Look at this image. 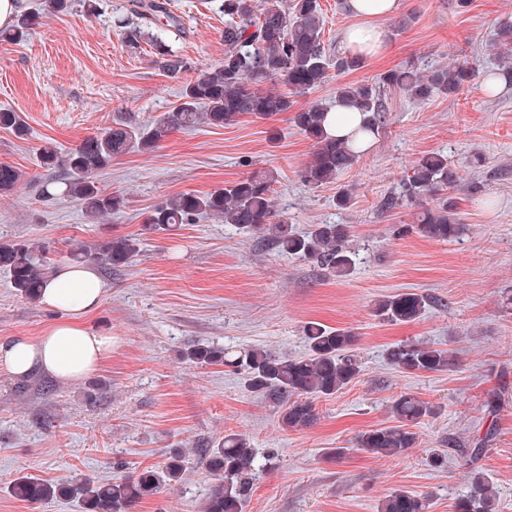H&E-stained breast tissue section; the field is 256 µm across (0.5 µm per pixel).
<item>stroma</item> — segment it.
<instances>
[{"instance_id": "obj_1", "label": "stroma", "mask_w": 512, "mask_h": 512, "mask_svg": "<svg viewBox=\"0 0 512 512\" xmlns=\"http://www.w3.org/2000/svg\"><path fill=\"white\" fill-rule=\"evenodd\" d=\"M43 3H32L40 26L22 40H0V109L17 112L27 127L21 139L0 130V164L22 173L12 192L0 194V241L43 245L56 267L72 246L114 235L135 238L139 251L118 271L100 273L107 288L91 323L117 339L101 368L74 382L0 372V512H83L72 500L23 502L8 488L26 475L58 484L80 474L99 481L134 475L178 449L189 458L183 481L133 512H198L214 483L200 451L228 433L249 439L262 465L245 512H378L397 488L428 497L430 512H453L471 490L464 450L489 429L480 465L498 492V512H512V83L484 88L499 69L494 42L498 26L512 21V0H403L385 23V53L354 71H330L323 86L297 97L296 108L327 109L337 87L376 83L408 62L426 74L454 64L476 71L459 94L422 103L382 89L383 128L335 182L301 180L313 148L291 113L247 115L231 126L178 130L153 152L113 159L94 181L123 194L126 205L100 224L85 218L76 198L44 196L50 173L40 165L41 148L52 144L63 156L116 123L140 126L173 110L184 83L223 60L224 16L213 0H166L182 24L170 44L188 63L174 78L151 46L126 45L123 26L136 21L128 0H98L92 14L80 0L64 13H43ZM320 4L326 52L339 55L356 20L343 0ZM434 152L463 177L451 195L466 229L448 241L399 233L428 205L403 200V181ZM256 170L273 173L274 204L295 231L347 225L357 253L350 275L334 277L211 219L171 232L146 228V216L168 198L203 194ZM343 187L352 193L345 210L333 203ZM390 198L397 206L384 209ZM400 292L432 303L420 320L379 321L375 303ZM55 318L0 271V342L37 337ZM311 321L354 331L362 372L316 400L318 419L306 429L283 427L277 407L247 388L244 372L183 358L197 343L299 356ZM403 340L451 349L458 365L397 371L386 353ZM403 392L440 408L417 426V447L399 458L359 450L361 434L392 423L390 405ZM329 448L347 454L332 461ZM428 448L447 453V468L426 464Z\"/></svg>"}]
</instances>
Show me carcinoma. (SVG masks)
<instances>
[{
	"label": "carcinoma",
	"mask_w": 512,
	"mask_h": 512,
	"mask_svg": "<svg viewBox=\"0 0 512 512\" xmlns=\"http://www.w3.org/2000/svg\"><path fill=\"white\" fill-rule=\"evenodd\" d=\"M224 13V60L199 74L181 92L180 103L170 112L141 127L125 122L86 138L61 159L51 146L42 149L43 167L65 169L67 194L82 201L87 217L99 224L121 211L125 198L94 186L92 174L105 169L119 155L156 150L171 132L188 129L204 121L212 126L237 124L245 115L268 119L283 112H294L295 126L314 142L312 160L301 171L302 180L314 187L331 183L351 169L361 152L346 142L329 137L324 131L327 109L313 105L293 111L295 98L321 87L330 67L322 39L319 0H216ZM130 13L140 23L129 31V43L149 37L159 62L177 75L187 70V62L176 55L167 42L170 29H179V20L159 0H130ZM40 14L20 15L8 36L21 39L38 24ZM500 57L512 54V22L500 25ZM474 70L454 65L424 75L413 65L382 73L375 85H345L337 88L336 99L368 113L366 131L375 135L384 125L385 106L379 88H394L417 101L435 94H457L471 80ZM278 81L287 91L263 90L259 85ZM0 129L17 137L26 134L17 113L0 110ZM19 170L0 165V193L12 191L21 181ZM274 176L266 171L252 175L204 195L180 194L155 207L146 218L148 228L168 231L176 224H187L199 215H210L253 236L272 241L282 253L313 261L340 278L354 265L355 252L348 246L349 232L344 224H314L304 234L295 232L288 219L276 212L272 197ZM457 168L448 156L430 153L418 159L409 176L404 197H428L433 206L417 216V229L426 237L447 241L463 232L458 207L448 190L461 183ZM138 252L136 239L112 236L85 244L69 252L76 263L98 262L109 268L123 267ZM0 269L9 272L18 294L32 303L52 273V266L38 257L28 240L0 242ZM426 296L404 292L386 296L375 306L374 315L393 323L418 320L427 310ZM307 352L302 356H274L261 348L243 351L218 345H197L183 354L194 364L224 365L242 369L248 388L273 400L281 410L284 427L303 429L317 420L313 400L334 395L348 386L362 371L356 353V334L345 328H329L311 322L305 326ZM391 366L403 372H449L457 359L447 348L412 341L396 343L387 351ZM393 424L364 432L358 449L376 457H398L417 447L413 431L425 417L437 414V407L410 393L395 398L391 405ZM206 465L217 483L202 506V512H243L253 488L257 466L250 441L240 434H226L213 448L203 449ZM188 458L176 451L163 466L124 475L107 481L80 478L61 485L21 476L10 486L11 495L24 502L41 503L72 496L81 501L83 512H131L144 498L157 494L180 481ZM471 494L457 500L455 512H495L497 494L486 474L471 472ZM429 499L396 489L382 500L380 512H429Z\"/></svg>",
	"instance_id": "1"
}]
</instances>
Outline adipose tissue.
Listing matches in <instances>:
<instances>
[{
    "label": "adipose tissue",
    "instance_id": "ef3b65f1",
    "mask_svg": "<svg viewBox=\"0 0 512 512\" xmlns=\"http://www.w3.org/2000/svg\"><path fill=\"white\" fill-rule=\"evenodd\" d=\"M347 8L360 18V26L347 30V53L374 55L386 46L385 20L401 8V0H347ZM366 114L335 103L326 114L324 129L332 137L367 142ZM106 285L90 266L65 264L54 270L44 286L40 302L58 313L56 322L40 336H21L0 345V367L16 377L35 371L67 382L85 378L112 356L111 333L91 328L88 318L98 309Z\"/></svg>",
    "mask_w": 512,
    "mask_h": 512
}]
</instances>
